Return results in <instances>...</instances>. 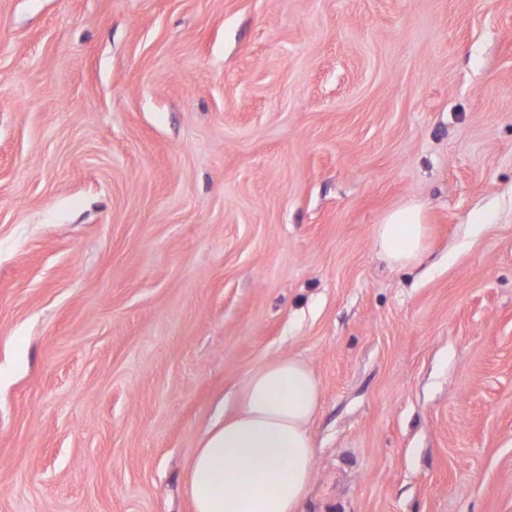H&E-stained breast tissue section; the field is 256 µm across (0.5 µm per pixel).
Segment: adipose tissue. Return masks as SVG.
Here are the masks:
<instances>
[{
	"label": "adipose tissue",
	"mask_w": 512,
	"mask_h": 512,
	"mask_svg": "<svg viewBox=\"0 0 512 512\" xmlns=\"http://www.w3.org/2000/svg\"><path fill=\"white\" fill-rule=\"evenodd\" d=\"M427 224L408 204L389 212L375 232L380 254L395 266L418 262ZM322 404L311 365L297 356L255 367L233 409L209 429L189 468L193 512H301L312 481L310 425Z\"/></svg>",
	"instance_id": "ef3b65f1"
}]
</instances>
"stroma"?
Listing matches in <instances>:
<instances>
[{
    "label": "stroma",
    "mask_w": 512,
    "mask_h": 512,
    "mask_svg": "<svg viewBox=\"0 0 512 512\" xmlns=\"http://www.w3.org/2000/svg\"><path fill=\"white\" fill-rule=\"evenodd\" d=\"M288 355L303 512H512V0H0V512H192ZM427 229L422 209L408 204L389 212L377 225L375 245L392 265L404 267L423 256Z\"/></svg>",
    "instance_id": "obj_1"
}]
</instances>
